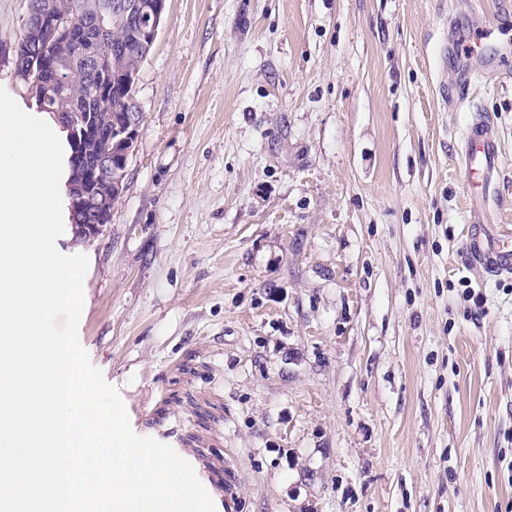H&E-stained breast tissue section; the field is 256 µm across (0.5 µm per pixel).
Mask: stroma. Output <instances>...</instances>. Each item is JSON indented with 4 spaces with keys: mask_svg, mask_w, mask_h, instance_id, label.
I'll use <instances>...</instances> for the list:
<instances>
[{
    "mask_svg": "<svg viewBox=\"0 0 512 512\" xmlns=\"http://www.w3.org/2000/svg\"><path fill=\"white\" fill-rule=\"evenodd\" d=\"M26 7L0 0V85L31 112ZM507 41L512 0H167L112 222L56 245L91 363L215 512L228 468L239 512H512V278L469 264L457 165L492 114L512 225Z\"/></svg>",
    "mask_w": 512,
    "mask_h": 512,
    "instance_id": "stroma-1",
    "label": "stroma"
}]
</instances>
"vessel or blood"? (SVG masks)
Returning a JSON list of instances; mask_svg holds the SVG:
<instances>
[{
    "label": "vessel or blood",
    "instance_id": "1",
    "mask_svg": "<svg viewBox=\"0 0 512 512\" xmlns=\"http://www.w3.org/2000/svg\"><path fill=\"white\" fill-rule=\"evenodd\" d=\"M460 165L472 186L466 250L484 277H512V226L496 221L483 187L499 175L502 158L493 117L474 113L463 135Z\"/></svg>",
    "mask_w": 512,
    "mask_h": 512
}]
</instances>
